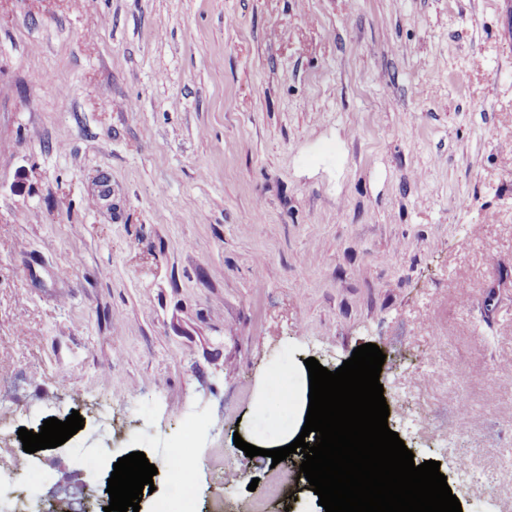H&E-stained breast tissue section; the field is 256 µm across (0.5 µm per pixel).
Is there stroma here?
<instances>
[{"label":"stroma","instance_id":"35a3bbf8","mask_svg":"<svg viewBox=\"0 0 512 512\" xmlns=\"http://www.w3.org/2000/svg\"><path fill=\"white\" fill-rule=\"evenodd\" d=\"M365 343L415 458L452 483L467 452L462 512H512V0H0V458L48 475L21 512H104L136 451L151 512L185 442L196 512H321L234 440L286 424L276 372Z\"/></svg>","mask_w":512,"mask_h":512}]
</instances>
